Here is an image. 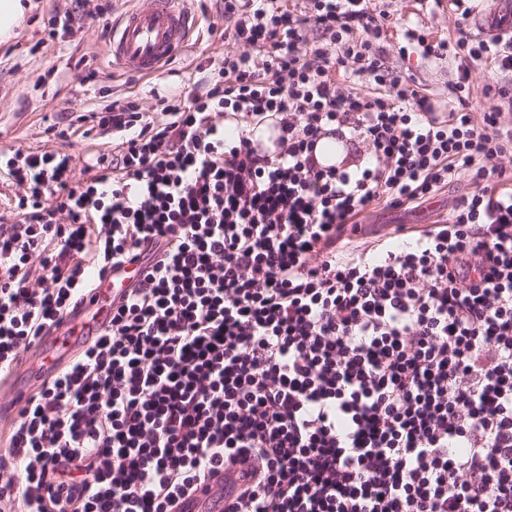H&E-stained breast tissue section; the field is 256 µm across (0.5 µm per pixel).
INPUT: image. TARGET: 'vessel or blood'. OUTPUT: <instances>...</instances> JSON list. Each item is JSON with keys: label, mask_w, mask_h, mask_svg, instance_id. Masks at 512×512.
I'll return each instance as SVG.
<instances>
[{"label": "vessel or blood", "mask_w": 512, "mask_h": 512, "mask_svg": "<svg viewBox=\"0 0 512 512\" xmlns=\"http://www.w3.org/2000/svg\"><path fill=\"white\" fill-rule=\"evenodd\" d=\"M187 0H140L138 6L124 13L112 25L110 51L115 65L143 75L162 71L164 64L183 53L198 26L197 17L186 8ZM512 15V0H496L491 10L479 19L478 27L487 38L512 35V26L503 19ZM103 306L102 297L84 302L67 317L59 335H69L72 328L85 324L86 315Z\"/></svg>", "instance_id": "obj_1"}]
</instances>
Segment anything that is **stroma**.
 Segmentation results:
<instances>
[{
    "label": "stroma",
    "instance_id": "1",
    "mask_svg": "<svg viewBox=\"0 0 512 512\" xmlns=\"http://www.w3.org/2000/svg\"><path fill=\"white\" fill-rule=\"evenodd\" d=\"M29 2L31 8L18 35L0 42V147L67 152L74 155L77 166H84L86 158L95 152L97 142L69 132L68 126L76 116L113 99H125L135 102L140 109H149L155 93L178 86L200 62L224 55V20L219 14L218 0H190L199 26L187 51L155 77L114 68L109 40L102 35L104 25L133 8V0H94L101 6V13L77 16L72 32L57 34L53 39L48 36L50 0ZM370 7L388 17V66L411 79L422 93L440 105H447L448 88L456 78L455 64L424 60L416 49L402 56L396 47L402 40L404 25H411L428 40L438 42L459 38L463 33L478 38L473 21L461 19L448 7L431 2L425 5L421 0H370ZM88 70L96 71L95 82L79 83L78 74ZM472 189L470 178L464 175L419 208L392 209L377 204L371 208L368 221L380 229L389 224H432L444 219ZM45 358L40 348L25 352L10 384L0 387V427L15 416L12 402L17 387L32 390L29 371Z\"/></svg>",
    "mask_w": 512,
    "mask_h": 512
}]
</instances>
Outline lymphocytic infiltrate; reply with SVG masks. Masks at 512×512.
Returning a JSON list of instances; mask_svg holds the SVG:
<instances>
[{
	"label": "lymphocytic infiltrate",
	"mask_w": 512,
	"mask_h": 512,
	"mask_svg": "<svg viewBox=\"0 0 512 512\" xmlns=\"http://www.w3.org/2000/svg\"><path fill=\"white\" fill-rule=\"evenodd\" d=\"M308 2L224 0L231 45L202 82L92 110L88 178L0 150V386L141 268L19 399L0 512H512V89L469 107L471 64L511 74L512 37L405 30L461 59L443 108L387 67L369 0ZM329 137L341 162L318 158ZM463 173L445 220L352 247L369 207ZM92 295L95 296L93 303L90 302V297ZM92 295L85 300L84 304L79 308L77 312L64 320L63 324L60 326L54 336H70V331L72 328L75 326H82L83 324H87V326L80 333V336H82V334L87 333L90 328H93L96 323L105 317L108 308L102 312L96 321L86 320V315L89 311L93 309H101L103 307L104 296L102 295V292L97 290L94 291Z\"/></svg>",
	"instance_id": "lymphocytic-infiltrate-1"
}]
</instances>
